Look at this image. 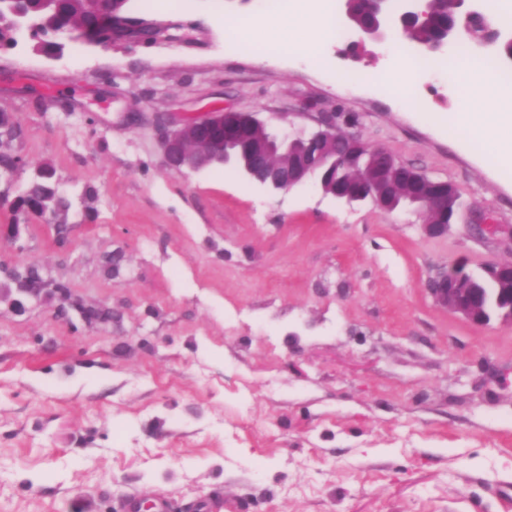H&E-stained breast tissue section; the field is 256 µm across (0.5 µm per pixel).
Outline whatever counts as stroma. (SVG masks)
<instances>
[{"mask_svg": "<svg viewBox=\"0 0 512 512\" xmlns=\"http://www.w3.org/2000/svg\"><path fill=\"white\" fill-rule=\"evenodd\" d=\"M265 7L128 0L171 38L0 42V112L20 128L0 150L24 161L0 180V512H512V326L423 289L441 268L512 261V171L442 124L460 104L448 57L510 69L512 29L449 41L404 100L365 77L398 53L352 49L341 11L321 64L226 49L224 19ZM216 108L277 130L332 119L452 183L465 210L431 238L417 214L346 206L313 179L168 170L156 118ZM41 165L68 201L48 219L19 203ZM484 212L500 232L471 231ZM28 265L49 282L34 296L12 275Z\"/></svg>", "mask_w": 512, "mask_h": 512, "instance_id": "35a3bbf8", "label": "stroma"}]
</instances>
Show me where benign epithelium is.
<instances>
[{"label": "benign epithelium", "instance_id": "1", "mask_svg": "<svg viewBox=\"0 0 512 512\" xmlns=\"http://www.w3.org/2000/svg\"><path fill=\"white\" fill-rule=\"evenodd\" d=\"M387 0H360L363 4L359 21H351L354 29L368 39L384 43L400 35L404 29L424 22L427 10L419 9V0H406V10L397 17H387ZM93 23L81 30L91 42L105 39H135L153 42L166 35L169 27L147 23L128 16L119 17L112 9V0H94L91 4ZM479 35H494L490 21L477 12L468 13ZM160 142L166 165L175 172L200 171L233 161L231 150L252 158L244 172L252 179L274 190H290L307 180L317 168L330 167L336 157L344 159L356 154L365 142L354 134L344 133L331 121H322L311 130V139L304 146L294 143L295 133L275 132L253 113L220 109L202 120H193L171 129L164 119L157 120ZM415 201L435 210L456 213L451 205L448 182L423 178ZM489 268L504 272L505 287L488 292L465 283L469 272L461 266L444 268L429 277L425 290L434 303L449 313L476 326L493 321L512 324V262L493 263Z\"/></svg>", "mask_w": 512, "mask_h": 512}]
</instances>
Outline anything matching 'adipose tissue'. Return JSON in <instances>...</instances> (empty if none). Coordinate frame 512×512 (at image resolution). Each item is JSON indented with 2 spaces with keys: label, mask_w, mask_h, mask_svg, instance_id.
<instances>
[{
  "label": "adipose tissue",
  "mask_w": 512,
  "mask_h": 512,
  "mask_svg": "<svg viewBox=\"0 0 512 512\" xmlns=\"http://www.w3.org/2000/svg\"><path fill=\"white\" fill-rule=\"evenodd\" d=\"M333 26V13L327 8L307 33L289 27L287 17L279 13L226 19L224 33L251 47L259 59L274 52L298 50L318 60ZM260 27L272 29V36L258 40L256 30ZM450 69L459 83L462 108L446 117L449 133H466L481 143L501 167L512 168V85L500 82L485 63L464 54L451 62ZM482 101L491 103V111H474V104Z\"/></svg>",
  "instance_id": "1"
}]
</instances>
